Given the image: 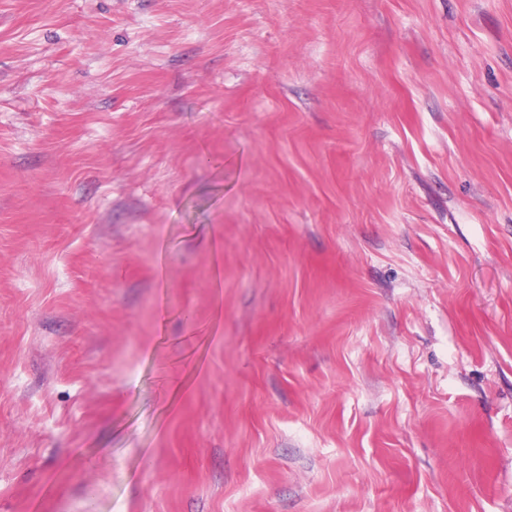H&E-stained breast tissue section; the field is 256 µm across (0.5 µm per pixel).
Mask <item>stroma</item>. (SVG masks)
Instances as JSON below:
<instances>
[{
  "mask_svg": "<svg viewBox=\"0 0 512 512\" xmlns=\"http://www.w3.org/2000/svg\"><path fill=\"white\" fill-rule=\"evenodd\" d=\"M0 512H512V0H0Z\"/></svg>",
  "mask_w": 512,
  "mask_h": 512,
  "instance_id": "35a3bbf8",
  "label": "stroma"
}]
</instances>
